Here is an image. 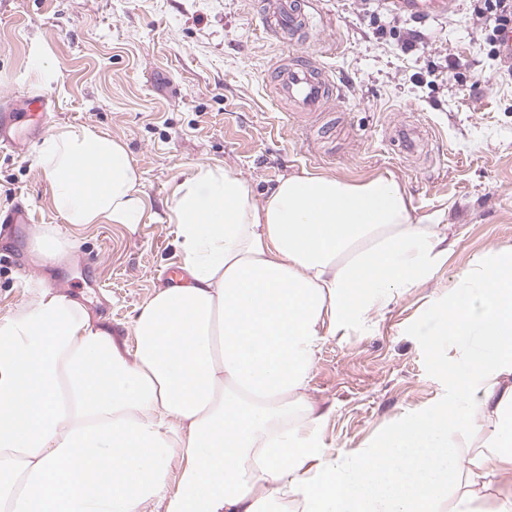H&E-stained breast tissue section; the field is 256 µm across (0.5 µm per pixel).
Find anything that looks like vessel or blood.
<instances>
[{"label":"vessel or blood","instance_id":"1","mask_svg":"<svg viewBox=\"0 0 512 512\" xmlns=\"http://www.w3.org/2000/svg\"><path fill=\"white\" fill-rule=\"evenodd\" d=\"M391 4L395 12L418 18L445 14L451 6L450 0H391ZM254 6L263 30L271 37L299 40L311 32L312 17L300 0H254ZM274 89L292 114L305 120L324 110L338 86L311 54L280 63ZM51 107L44 96L28 98L20 106L1 107L0 143L17 152L25 151L30 141L45 131ZM427 135V130L415 123L395 125L388 131L389 141L405 154L417 152Z\"/></svg>","mask_w":512,"mask_h":512}]
</instances>
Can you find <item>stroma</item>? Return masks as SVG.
<instances>
[{
  "label": "stroma",
  "mask_w": 512,
  "mask_h": 512,
  "mask_svg": "<svg viewBox=\"0 0 512 512\" xmlns=\"http://www.w3.org/2000/svg\"><path fill=\"white\" fill-rule=\"evenodd\" d=\"M308 46L268 36L252 0H0V104L41 93L48 128L86 126L124 143L141 173L136 232L88 224L75 261L52 266L56 287L106 318L113 336L181 265L168 219L174 187L196 165L241 175L255 198L279 178L313 172L399 182L412 220L448 211L455 245L434 279L399 295L383 316L325 341L309 394L324 414L317 440L334 455H374L393 425L444 405L461 339L446 335L445 296L492 251L512 248V72L493 53L471 0L416 19L377 0H315ZM412 49H404L409 31ZM318 53L342 90L324 121L305 127L268 80L274 65ZM45 55L57 78L34 88ZM418 121L430 133L417 161L387 130ZM37 144L0 148V213L27 195L37 221L68 235ZM32 271L28 235L0 239V315L20 306ZM444 347L445 361L433 351Z\"/></svg>",
  "instance_id": "35a3bbf8"
}]
</instances>
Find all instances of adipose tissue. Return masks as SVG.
<instances>
[{"mask_svg":"<svg viewBox=\"0 0 512 512\" xmlns=\"http://www.w3.org/2000/svg\"><path fill=\"white\" fill-rule=\"evenodd\" d=\"M37 162L74 227L144 215L124 143L61 126ZM184 278L131 322L133 343L47 281L77 242L31 228L21 306L0 316V512H437L456 464L512 512V249L466 273L446 335H478L445 406L395 425L378 454L335 458L315 441L308 393L327 337L381 315L447 259L444 211L412 222L393 176L360 184L288 175L262 201L242 178L197 165L170 206ZM478 397H471V390ZM490 423V453L448 428Z\"/></svg>","mask_w":512,"mask_h":512,"instance_id":"obj_1","label":"adipose tissue"}]
</instances>
